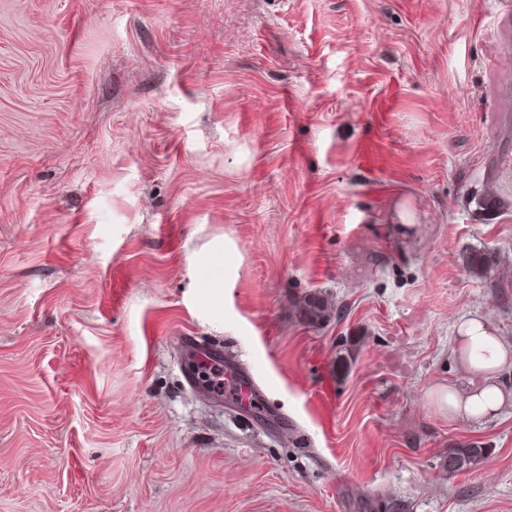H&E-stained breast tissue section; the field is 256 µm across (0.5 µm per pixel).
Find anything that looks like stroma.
Masks as SVG:
<instances>
[{
	"label": "stroma",
	"mask_w": 512,
	"mask_h": 512,
	"mask_svg": "<svg viewBox=\"0 0 512 512\" xmlns=\"http://www.w3.org/2000/svg\"><path fill=\"white\" fill-rule=\"evenodd\" d=\"M470 315L512 342V0H0V512H512ZM330 309L325 298L318 294L313 293L304 299L299 313L307 320L310 325H317L324 322L330 315ZM511 347V348H510ZM512 344L492 333L488 321L469 319L456 326L453 353L467 365L468 377L462 387H448L442 397L448 412L468 422L496 417L506 403L499 373L509 364ZM486 351V356L476 354ZM487 453V448L474 443L448 449V473L454 475L469 470Z\"/></svg>",
	"instance_id": "stroma-1"
}]
</instances>
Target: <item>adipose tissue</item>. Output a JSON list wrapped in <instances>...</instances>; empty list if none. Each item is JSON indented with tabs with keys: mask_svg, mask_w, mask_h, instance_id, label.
<instances>
[{
	"mask_svg": "<svg viewBox=\"0 0 512 512\" xmlns=\"http://www.w3.org/2000/svg\"><path fill=\"white\" fill-rule=\"evenodd\" d=\"M453 352L465 361L468 377L443 395L449 413L469 422L496 417L506 403L499 374L512 362V344L494 335L489 322L469 319L456 328Z\"/></svg>",
	"mask_w": 512,
	"mask_h": 512,
	"instance_id": "adipose-tissue-1",
	"label": "adipose tissue"
}]
</instances>
